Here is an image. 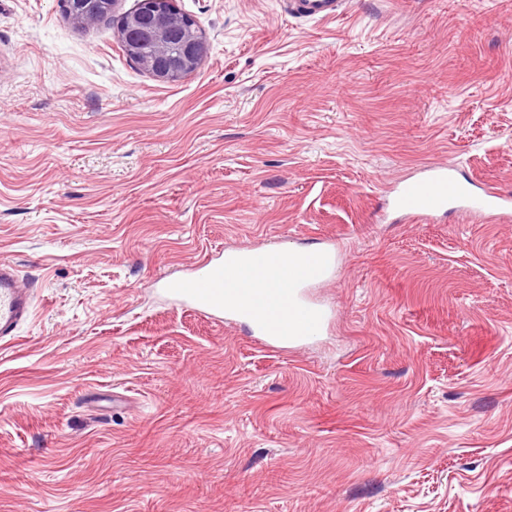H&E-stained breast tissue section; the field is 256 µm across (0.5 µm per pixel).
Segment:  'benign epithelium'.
<instances>
[{
    "instance_id": "7a95c632",
    "label": "benign epithelium",
    "mask_w": 512,
    "mask_h": 512,
    "mask_svg": "<svg viewBox=\"0 0 512 512\" xmlns=\"http://www.w3.org/2000/svg\"><path fill=\"white\" fill-rule=\"evenodd\" d=\"M60 4L80 25L99 21L85 0H60ZM144 8L121 18L119 33L126 40V53L156 80L175 82L198 64L203 38L195 22L180 14L170 0H144Z\"/></svg>"
}]
</instances>
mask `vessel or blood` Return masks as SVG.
<instances>
[{
    "label": "vessel or blood",
    "mask_w": 512,
    "mask_h": 512,
    "mask_svg": "<svg viewBox=\"0 0 512 512\" xmlns=\"http://www.w3.org/2000/svg\"><path fill=\"white\" fill-rule=\"evenodd\" d=\"M291 11L301 17L325 20L339 16L345 0H288ZM392 207L403 216L421 220L451 209L489 218L512 214V195L490 187L475 191L467 179L446 167H430L417 178L400 184ZM250 276L225 280L224 269L232 265L235 251L208 261L185 275L166 281L164 290L194 310L215 317L246 323L267 345L283 337L301 342L320 335L332 319L331 312L309 295L314 285L328 279L336 264L330 249L311 251L294 266L273 268L271 251L252 248ZM37 300L25 288L16 267L0 260V342L16 338L22 324L33 315Z\"/></svg>",
    "instance_id": "vessel-or-blood-1"
}]
</instances>
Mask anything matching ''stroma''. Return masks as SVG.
I'll return each instance as SVG.
<instances>
[{"mask_svg": "<svg viewBox=\"0 0 512 512\" xmlns=\"http://www.w3.org/2000/svg\"><path fill=\"white\" fill-rule=\"evenodd\" d=\"M179 82L57 0H0V512H512V220L395 221L431 163L512 194V0H175ZM336 244L271 350L158 284ZM290 10L304 18L325 20L339 16L345 0H289ZM36 296L25 288L16 267L0 260V342L12 341L22 324L29 321L36 307Z\"/></svg>", "mask_w": 512, "mask_h": 512, "instance_id": "35a3bbf8", "label": "stroma"}]
</instances>
